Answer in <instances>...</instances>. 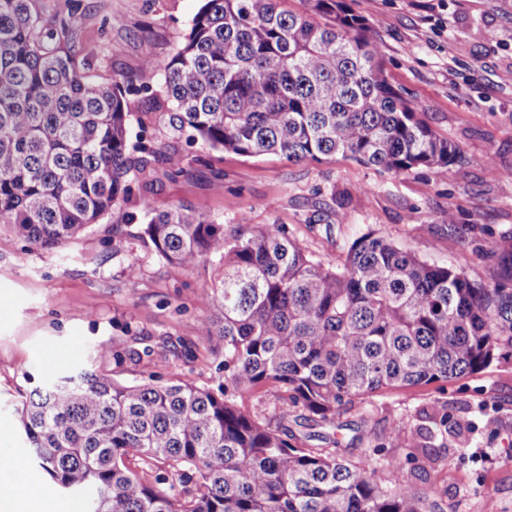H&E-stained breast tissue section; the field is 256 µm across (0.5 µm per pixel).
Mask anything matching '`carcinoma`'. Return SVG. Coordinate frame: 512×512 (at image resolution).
Here are the masks:
<instances>
[{"label": "carcinoma", "mask_w": 512, "mask_h": 512, "mask_svg": "<svg viewBox=\"0 0 512 512\" xmlns=\"http://www.w3.org/2000/svg\"><path fill=\"white\" fill-rule=\"evenodd\" d=\"M203 0L181 47L147 59L149 80L93 84L63 49V19L38 0H0V230L56 250L127 199L132 110L170 113L217 151L290 162L337 156L394 174L436 173L461 148L418 117L384 74L368 22L344 0ZM141 240L161 259L220 273L204 296V336L224 345V383L173 376L124 384L81 370L22 403L38 468L88 512H436L409 482L419 447L405 418L353 460L288 438L300 408L323 423L387 388L458 378L512 359V244L493 242L504 278L471 281L372 232L343 261L310 255L285 224H217L179 204ZM263 388L276 423L236 396Z\"/></svg>", "instance_id": "cac0c4a2"}]
</instances>
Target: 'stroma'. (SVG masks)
<instances>
[{"mask_svg": "<svg viewBox=\"0 0 512 512\" xmlns=\"http://www.w3.org/2000/svg\"><path fill=\"white\" fill-rule=\"evenodd\" d=\"M367 20L388 81L408 91L420 117L465 156L443 176L416 169L392 174L341 158L291 163L190 147L168 116L131 140L158 154L131 180L125 202L64 248L29 247L0 232V440L14 462L0 486L26 494L41 484L18 407L54 375L84 368L122 383L179 374L201 388L224 381V350L202 336L200 301L214 265L194 270L151 254L139 235L140 201L156 209L187 204L221 224L248 216L284 224L317 260L344 258L354 239L373 231L423 259L462 266L474 282H497L490 242L512 240V0H346ZM46 20L69 17L70 52L102 54L87 66L90 82L138 78L148 58L167 61L183 43L200 0H40ZM183 157L168 178L161 155ZM137 264V279L125 269ZM448 431L433 441L409 478L437 488L454 512H512V361L429 385L388 389L341 414L335 426L292 425L312 448L339 445L357 458L389 441L390 420Z\"/></svg>", "mask_w": 512, "mask_h": 512, "instance_id": "1", "label": "stroma"}]
</instances>
